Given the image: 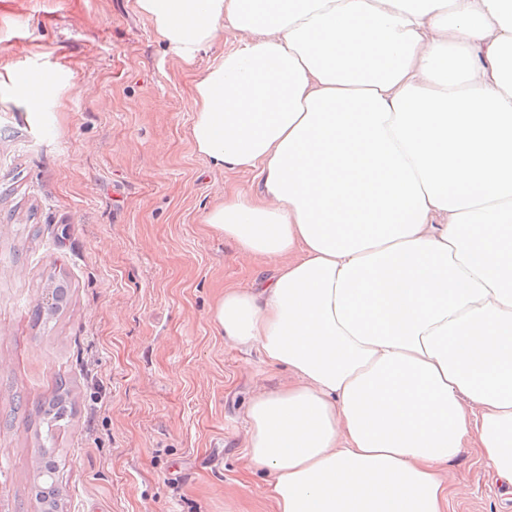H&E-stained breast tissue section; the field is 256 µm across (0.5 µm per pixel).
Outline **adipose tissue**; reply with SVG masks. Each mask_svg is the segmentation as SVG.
Instances as JSON below:
<instances>
[{"instance_id":"obj_1","label":"adipose tissue","mask_w":512,"mask_h":512,"mask_svg":"<svg viewBox=\"0 0 512 512\" xmlns=\"http://www.w3.org/2000/svg\"><path fill=\"white\" fill-rule=\"evenodd\" d=\"M192 60L195 151L250 170L206 222L271 277L221 335L292 380L247 408L277 512H444L512 486V0H136ZM446 480L455 491L446 512H512V495L504 494L485 463L469 450L448 468Z\"/></svg>"}]
</instances>
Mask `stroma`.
Returning <instances> with one entry per match:
<instances>
[{"label": "stroma", "mask_w": 512, "mask_h": 512, "mask_svg": "<svg viewBox=\"0 0 512 512\" xmlns=\"http://www.w3.org/2000/svg\"><path fill=\"white\" fill-rule=\"evenodd\" d=\"M240 40L187 62L136 0H0V512H39L36 406L62 378L63 512H275L246 408L288 372L211 317L271 266L205 222L258 179L190 136L194 83ZM54 278L70 298L43 325ZM446 480V512H512L473 452Z\"/></svg>", "instance_id": "1"}]
</instances>
